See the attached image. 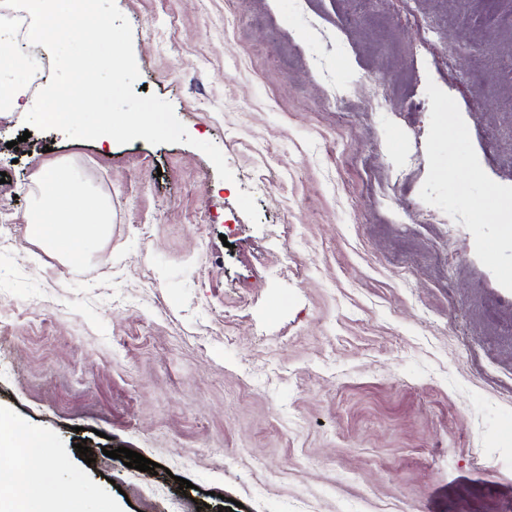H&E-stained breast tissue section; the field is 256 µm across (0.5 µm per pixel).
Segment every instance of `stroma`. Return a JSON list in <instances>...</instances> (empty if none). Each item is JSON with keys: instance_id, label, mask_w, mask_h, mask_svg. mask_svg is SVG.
I'll list each match as a JSON object with an SVG mask.
<instances>
[{"instance_id": "obj_1", "label": "stroma", "mask_w": 512, "mask_h": 512, "mask_svg": "<svg viewBox=\"0 0 512 512\" xmlns=\"http://www.w3.org/2000/svg\"><path fill=\"white\" fill-rule=\"evenodd\" d=\"M115 2L235 179L0 112V413L77 512H512V0ZM49 167L88 254L26 235ZM111 222L102 198L78 191L60 169L50 168L28 214L27 233L44 251L67 257L88 252L108 234Z\"/></svg>"}]
</instances>
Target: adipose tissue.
Returning <instances> with one entry per match:
<instances>
[{
  "label": "adipose tissue",
  "mask_w": 512,
  "mask_h": 512,
  "mask_svg": "<svg viewBox=\"0 0 512 512\" xmlns=\"http://www.w3.org/2000/svg\"><path fill=\"white\" fill-rule=\"evenodd\" d=\"M0 112H27L23 82L32 67L29 56L14 51L0 54ZM112 222L108 204L100 197L72 187L57 168L42 176V191L27 218V233L44 251L66 257L86 253L109 232ZM53 437L22 431L12 419L0 414V447L20 449L26 459L25 480H0V512H72L75 489H61L50 463Z\"/></svg>",
  "instance_id": "1"
}]
</instances>
